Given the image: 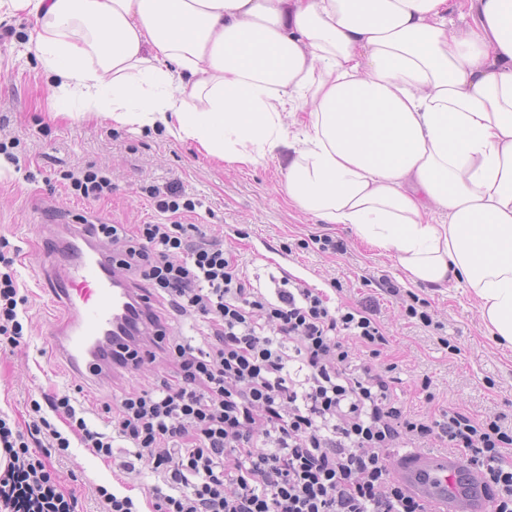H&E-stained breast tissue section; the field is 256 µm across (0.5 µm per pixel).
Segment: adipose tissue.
Here are the masks:
<instances>
[{"instance_id": "1", "label": "adipose tissue", "mask_w": 512, "mask_h": 512, "mask_svg": "<svg viewBox=\"0 0 512 512\" xmlns=\"http://www.w3.org/2000/svg\"><path fill=\"white\" fill-rule=\"evenodd\" d=\"M20 13L60 104L284 154L291 202L469 289L512 346V0H0Z\"/></svg>"}]
</instances>
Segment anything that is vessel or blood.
Wrapping results in <instances>:
<instances>
[{
  "label": "vessel or blood",
  "mask_w": 512,
  "mask_h": 512,
  "mask_svg": "<svg viewBox=\"0 0 512 512\" xmlns=\"http://www.w3.org/2000/svg\"><path fill=\"white\" fill-rule=\"evenodd\" d=\"M55 240L58 250L43 267L39 283L54 298L65 300L70 318L49 323L46 344L77 375L99 378L116 372L119 356L151 337L146 304L135 289L117 286L111 264L83 225L65 227ZM461 466L457 457L418 451L397 461L405 484L432 512H486L485 498L474 491Z\"/></svg>",
  "instance_id": "b4317fda"
}]
</instances>
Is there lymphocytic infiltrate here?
Here are the masks:
<instances>
[{
	"mask_svg": "<svg viewBox=\"0 0 512 512\" xmlns=\"http://www.w3.org/2000/svg\"><path fill=\"white\" fill-rule=\"evenodd\" d=\"M149 194L170 223L90 220L87 234L111 242L112 272L125 284L152 286V356L172 372L113 397L108 433L68 395L32 403L22 431L0 417V512H78L52 456L74 438L127 477L150 472L151 512H429L393 467L406 448L455 453L489 512H512V415L454 404L412 415L395 398L392 365L379 360L390 338L376 298L333 305L301 279L263 292L222 238L181 222L196 204L176 184ZM15 263L0 253L1 351L23 337ZM187 313L197 318L193 338L171 335L170 316Z\"/></svg>",
	"mask_w": 512,
	"mask_h": 512,
	"instance_id": "f902f5d3",
	"label": "lymphocytic infiltrate"
}]
</instances>
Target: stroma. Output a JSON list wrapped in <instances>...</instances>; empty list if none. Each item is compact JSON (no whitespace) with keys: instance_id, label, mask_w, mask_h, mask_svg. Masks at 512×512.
<instances>
[{"instance_id":"1","label":"stroma","mask_w":512,"mask_h":512,"mask_svg":"<svg viewBox=\"0 0 512 512\" xmlns=\"http://www.w3.org/2000/svg\"><path fill=\"white\" fill-rule=\"evenodd\" d=\"M34 24L23 14L0 24V142L7 146L0 155V251L17 254L20 292L28 298L21 343L0 351V415L25 427L31 400L48 392L77 397L88 417L101 419L112 396L145 387L168 371L163 361H147L135 373L79 384L44 340L48 318L63 319L67 312L37 288L36 279L44 262L40 229L52 223L49 210L72 218L94 211L114 224L157 222L161 216L146 189L171 180L198 204L191 223L223 237L249 279L265 285L288 274L323 289L334 304L378 298L391 336L381 359L395 364L396 394L411 414L429 417L437 404L448 402L476 414H512V347L493 340L468 289L409 283L394 259L362 245L349 226L322 223L291 204L280 190L279 158L239 169L200 156L191 142L159 128L80 118L75 101L70 116L56 115L41 63L24 46ZM90 168L110 179L111 196L90 202L63 185L65 173ZM318 235L343 240L347 253L320 252ZM384 277L428 301L433 327L411 323L399 300L381 294ZM443 334L452 337L457 352L439 344ZM425 376L435 401L416 387ZM56 472L59 488L76 493L80 512H99L92 487L117 484L111 466L76 443L62 452Z\"/></svg>"}]
</instances>
